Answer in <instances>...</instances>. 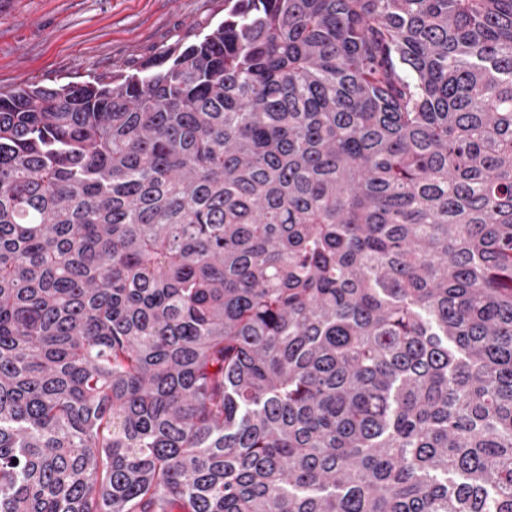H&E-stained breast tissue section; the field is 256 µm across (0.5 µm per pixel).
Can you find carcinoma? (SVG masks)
I'll return each mask as SVG.
<instances>
[{"label": "carcinoma", "instance_id": "cac0c4a2", "mask_svg": "<svg viewBox=\"0 0 512 512\" xmlns=\"http://www.w3.org/2000/svg\"><path fill=\"white\" fill-rule=\"evenodd\" d=\"M0 512H512V0L0 94Z\"/></svg>", "mask_w": 512, "mask_h": 512}]
</instances>
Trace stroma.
Wrapping results in <instances>:
<instances>
[{
    "label": "stroma",
    "instance_id": "1",
    "mask_svg": "<svg viewBox=\"0 0 512 512\" xmlns=\"http://www.w3.org/2000/svg\"><path fill=\"white\" fill-rule=\"evenodd\" d=\"M224 18V0H0V93L132 72Z\"/></svg>",
    "mask_w": 512,
    "mask_h": 512
}]
</instances>
